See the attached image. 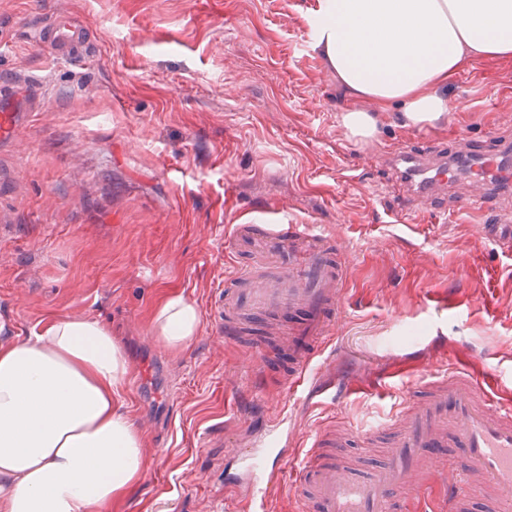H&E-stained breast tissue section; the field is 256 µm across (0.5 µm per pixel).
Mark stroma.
Here are the masks:
<instances>
[{
    "label": "stroma",
    "mask_w": 512,
    "mask_h": 512,
    "mask_svg": "<svg viewBox=\"0 0 512 512\" xmlns=\"http://www.w3.org/2000/svg\"><path fill=\"white\" fill-rule=\"evenodd\" d=\"M319 0H0V73L43 84L40 112L0 145V315L17 327L0 346L60 319L111 330L130 372L124 407L145 453L143 479L110 512H240L229 483L235 444L287 422L291 464L314 435L342 422L368 428L396 412L406 378L320 403L317 391L366 378L434 338L487 350L512 367V255L475 217L422 204L407 210L385 150H502L512 135V59L466 61L448 84L446 122L401 125L384 109L361 148L338 118L344 92L309 38ZM81 15L98 52L58 62L30 37L31 20ZM233 185L237 206L224 207ZM295 224L343 228L347 284L334 359L309 391L277 385L288 365L269 348L266 390L250 391L251 347L215 334L209 312L235 264L233 225L271 206ZM420 224L406 241L401 225ZM459 287L458 315L432 317L426 288ZM493 294L495 311L483 307ZM199 307L186 348L156 339L167 295Z\"/></svg>",
    "instance_id": "1"
}]
</instances>
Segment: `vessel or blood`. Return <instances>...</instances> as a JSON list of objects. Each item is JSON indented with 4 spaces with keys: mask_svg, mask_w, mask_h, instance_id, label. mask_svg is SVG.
Returning <instances> with one entry per match:
<instances>
[{
    "mask_svg": "<svg viewBox=\"0 0 512 512\" xmlns=\"http://www.w3.org/2000/svg\"><path fill=\"white\" fill-rule=\"evenodd\" d=\"M33 38L59 61L85 62L95 53L90 30L76 14L52 19L36 29ZM41 94L38 82L22 90L12 81L0 82L1 143L22 135ZM386 161L411 201L445 194L449 185L461 180L480 183L481 194L455 198L457 212L478 209L482 195L496 194L498 183L506 178L493 156L465 169L444 155L392 148ZM233 241L235 247L252 248L255 256L221 292L214 331L234 341L264 325L288 354L281 386L289 394L302 393L335 338L346 252L338 239L308 224H237ZM467 303L460 290L435 289L425 299L436 317ZM434 365L431 359L418 365L405 358L394 363L389 376L405 374L411 383L400 409L377 428L320 431L292 475L296 493L316 504L319 512H411L445 468L434 449L458 448L462 459L455 482L448 486V512H468L469 485L487 495L490 512H512V388L504 382L501 362L464 345L447 370L435 371ZM283 430L282 423H270L264 437L237 451L243 467L235 485L244 495L247 512H268L270 495L287 475L279 464L287 448L267 443ZM355 442L370 451L381 450L384 462L377 471L354 473L346 450Z\"/></svg>",
    "mask_w": 512,
    "mask_h": 512,
    "instance_id": "b4317fda",
    "label": "vessel or blood"
}]
</instances>
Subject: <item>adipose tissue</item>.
Here are the masks:
<instances>
[{
    "label": "adipose tissue",
    "instance_id": "ef3b65f1",
    "mask_svg": "<svg viewBox=\"0 0 512 512\" xmlns=\"http://www.w3.org/2000/svg\"><path fill=\"white\" fill-rule=\"evenodd\" d=\"M313 44L340 85L367 101L342 111L356 145L377 139L381 108L424 128L448 110L446 87L468 58L512 57V0H322ZM200 326L196 304L167 296L157 339L180 351ZM128 366L107 327L66 319L0 348V512H106L141 477L144 453L119 410Z\"/></svg>",
    "mask_w": 512,
    "mask_h": 512
}]
</instances>
